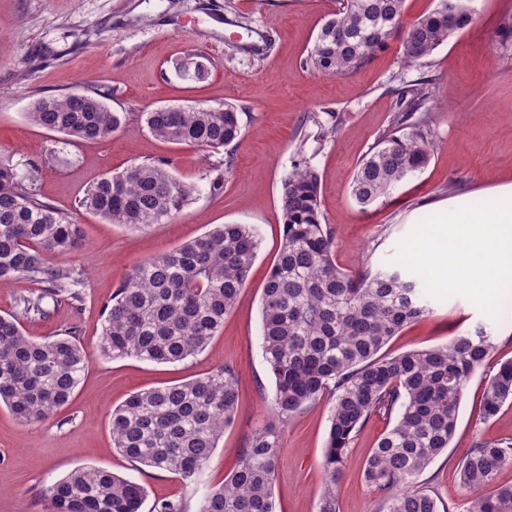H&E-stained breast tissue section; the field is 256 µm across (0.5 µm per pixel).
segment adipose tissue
Here are the masks:
<instances>
[{"label": "adipose tissue", "instance_id": "adipose-tissue-1", "mask_svg": "<svg viewBox=\"0 0 512 512\" xmlns=\"http://www.w3.org/2000/svg\"><path fill=\"white\" fill-rule=\"evenodd\" d=\"M446 232L423 233L410 241L405 259L434 287L469 289L491 306L497 288L512 282V192L497 196L490 209L447 211Z\"/></svg>", "mask_w": 512, "mask_h": 512}]
</instances>
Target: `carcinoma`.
Returning a JSON list of instances; mask_svg holds the SVG:
<instances>
[{"label": "carcinoma", "instance_id": "obj_1", "mask_svg": "<svg viewBox=\"0 0 512 512\" xmlns=\"http://www.w3.org/2000/svg\"><path fill=\"white\" fill-rule=\"evenodd\" d=\"M406 0H342L322 25L305 64L330 76L352 73L387 45L389 24L403 20ZM468 0H438L410 25L402 45L407 66L419 64L448 38L471 25ZM212 61L192 56L177 67L191 81L209 76ZM432 81L400 96L393 127L359 162L351 194L365 207L422 172L432 145L418 113L427 111ZM30 120L79 141H99L125 127L97 93L37 99ZM156 138L202 150L224 148L241 136L238 109L169 105L142 113ZM36 170L25 175L0 157V280L41 285L19 298L20 313L0 315V404L17 420L43 421L66 404L87 367L75 336L34 339L21 318L45 315L43 301L81 300L69 268L49 263L82 245L75 219L39 200ZM196 189L168 160L135 164L89 188L79 207L112 224L147 228L180 214ZM320 176L307 159L281 182V245L263 288L262 348L275 392L270 412L289 418L331 396L318 512H337L336 484L353 438L373 415L395 417L367 457L365 483L380 495L377 512H450L421 477L456 431L471 377L494 349L476 330L448 342L397 355L382 349L408 323L426 316L416 283L398 272L367 268L350 275L336 265L334 241L319 211ZM260 248L249 224H223L138 265L105 306L99 338L103 355L176 363L198 354L224 324ZM512 402V360L484 381L481 416ZM239 412L237 375L217 367L190 381L130 396L110 413L112 447L132 463L197 480L224 430ZM281 452L274 423L255 433L231 476L206 491L199 512H276L272 489ZM512 466V441H479L457 463L471 492L466 512L512 509V485L496 482ZM140 483L108 470L82 467L45 492L48 512H141Z\"/></svg>", "mask_w": 512, "mask_h": 512}]
</instances>
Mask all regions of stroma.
Wrapping results in <instances>:
<instances>
[{
  "label": "stroma",
  "mask_w": 512,
  "mask_h": 512,
  "mask_svg": "<svg viewBox=\"0 0 512 512\" xmlns=\"http://www.w3.org/2000/svg\"><path fill=\"white\" fill-rule=\"evenodd\" d=\"M470 6L472 24L422 63L403 65L397 33L357 72L332 78L305 60L337 0H260L256 7L247 0H0V156L11 158L22 174L29 164L38 165L40 199L75 214L84 231L80 250L51 258L79 272L81 301H45V316L22 326L30 336L75 332L87 354L73 397L49 419L22 424L0 406V512H47L46 489L83 466L142 484V512L164 499L198 512L205 489L223 484L270 419L275 384L261 348V294L283 235L281 180L304 158L320 174V210L337 265L352 274L399 271L416 282L430 309L394 336L386 353L437 346L478 326L494 338L482 371L464 390L448 450L423 474L444 504L463 506L458 460L476 441L512 439V404L488 420L479 413L485 375L512 359V282L498 288L488 310L467 289L433 287L404 253L415 235L441 227L443 205L481 209L512 190V38L505 35L512 0H471ZM192 53L213 62L205 82H186L174 73L175 62ZM424 77L433 81L428 166L388 198L358 205L351 182L360 160L391 128L399 92ZM74 90L98 93L111 111L125 114V128L105 140L70 142L29 119L38 98ZM224 103L237 107L242 127L228 150L164 143L141 118L162 105ZM333 112L338 121L330 120ZM321 122L335 123V132L317 138ZM158 159L170 160L176 176L196 188L175 219L132 230L79 210V200L101 177ZM218 176L224 185L211 191ZM228 223L254 226L261 245L234 308L206 347L175 364L102 356L104 306L123 278ZM224 364L238 376L240 410L199 483L134 466L113 448V407L133 393L188 381ZM330 408L324 398L278 422L277 512H318ZM393 424L375 415L357 433L337 489L339 512H376L378 496L366 485L363 466Z\"/></svg>",
  "instance_id": "35a3bbf8"
}]
</instances>
